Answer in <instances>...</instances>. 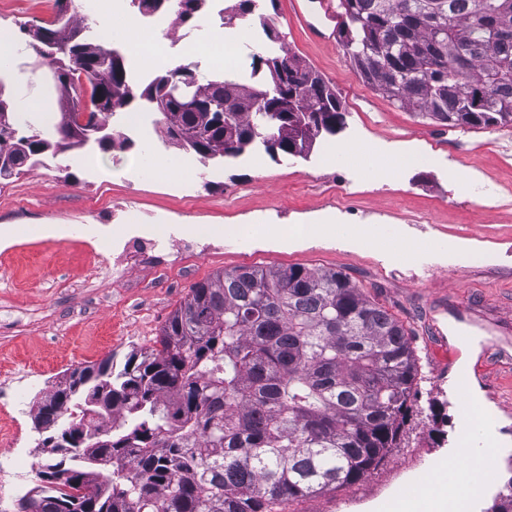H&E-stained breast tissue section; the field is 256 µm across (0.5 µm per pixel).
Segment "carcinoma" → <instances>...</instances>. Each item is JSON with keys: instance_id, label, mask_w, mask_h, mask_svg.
<instances>
[{"instance_id": "cac0c4a2", "label": "carcinoma", "mask_w": 512, "mask_h": 512, "mask_svg": "<svg viewBox=\"0 0 512 512\" xmlns=\"http://www.w3.org/2000/svg\"><path fill=\"white\" fill-rule=\"evenodd\" d=\"M143 17L172 4L175 24L204 16L211 0H130ZM345 56L364 82L398 107L450 127L512 125V0H339ZM267 39L280 40L259 0ZM61 9L25 30L50 60L61 115L58 138L15 128L0 78V182L56 155L114 143L110 119L168 99L167 136L202 163L234 158L277 138L334 135L344 125L335 89L287 52L251 56L267 84L264 111L243 105L254 87L231 73L203 76L192 62L146 83L130 81L123 57ZM204 108H182V79ZM485 106L473 108L477 91ZM236 141L224 139V122ZM411 331L336 270L241 267L197 283L168 317L149 352L76 368L67 406L56 389L38 405L35 429L70 435L58 460L39 465V484L18 498L42 512H288L291 503L357 484L398 445L413 415L418 365ZM120 422L105 428L111 414ZM128 463L127 477L106 466Z\"/></svg>"}]
</instances>
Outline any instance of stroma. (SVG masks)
I'll return each mask as SVG.
<instances>
[{
    "mask_svg": "<svg viewBox=\"0 0 512 512\" xmlns=\"http://www.w3.org/2000/svg\"><path fill=\"white\" fill-rule=\"evenodd\" d=\"M299 8L277 0L271 13L282 46L329 80L345 109L342 129L303 155L274 157L258 147L205 165L170 143L154 112L132 147L95 150V166L78 163L70 150L0 186V369L12 370L21 392L11 408L17 446L0 455L49 458L34 428L41 399L77 366L154 348L197 283L223 269L293 265L342 272L410 327L420 376L398 448L357 485L294 502L293 512H375L376 504L427 482L433 459L450 449L460 475H469L476 463L455 442L459 415L472 409L467 389L454 385L465 362L484 406L496 411L503 442L499 459L477 465L491 493L504 490L512 478V126L451 128L397 107L363 82L339 42L312 37L306 25L321 23L319 0ZM57 11L56 0L0 8V27L12 31L18 48L6 92L19 104L48 101L47 112L28 116L42 129L58 119L60 93L26 71L35 56L23 28ZM223 33L216 16L169 30L183 62L206 75L221 69L207 47ZM368 140L382 152L367 153ZM343 143L352 144L350 157L330 159ZM413 149L428 153L429 163L397 167ZM146 156L184 166L145 177L139 162ZM452 169L474 175V189L452 184ZM126 206L141 210V223H121ZM155 224L166 227L160 260L129 259L119 279L86 277L91 246ZM197 224L212 226L214 249H174L194 238ZM272 224L321 230L288 246L264 240ZM340 225L356 232L371 226L376 237L348 244L336 232ZM452 243L457 253H449Z\"/></svg>",
    "mask_w": 512,
    "mask_h": 512,
    "instance_id": "stroma-1",
    "label": "stroma"
}]
</instances>
